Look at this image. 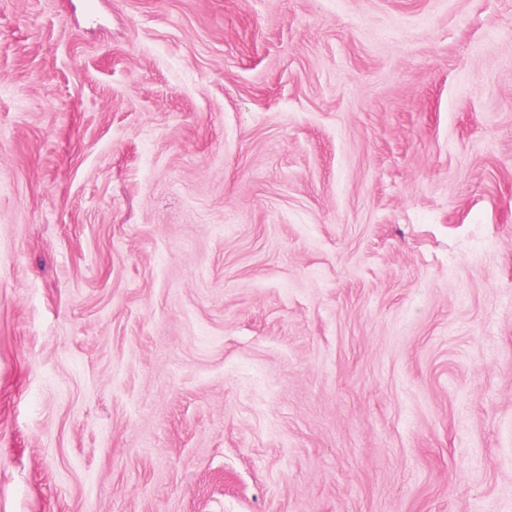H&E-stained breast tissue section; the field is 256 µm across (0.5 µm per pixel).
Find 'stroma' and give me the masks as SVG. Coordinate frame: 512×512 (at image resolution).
I'll list each match as a JSON object with an SVG mask.
<instances>
[{
  "instance_id": "obj_1",
  "label": "stroma",
  "mask_w": 512,
  "mask_h": 512,
  "mask_svg": "<svg viewBox=\"0 0 512 512\" xmlns=\"http://www.w3.org/2000/svg\"><path fill=\"white\" fill-rule=\"evenodd\" d=\"M0 512H512V0H0Z\"/></svg>"
}]
</instances>
